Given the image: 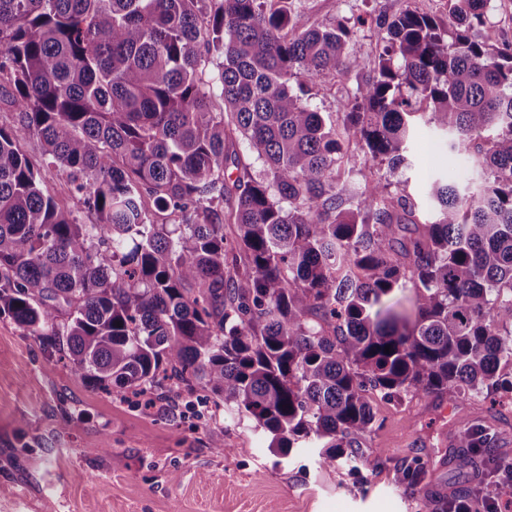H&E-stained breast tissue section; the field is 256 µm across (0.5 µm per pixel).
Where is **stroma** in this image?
I'll return each instance as SVG.
<instances>
[{"mask_svg": "<svg viewBox=\"0 0 512 512\" xmlns=\"http://www.w3.org/2000/svg\"><path fill=\"white\" fill-rule=\"evenodd\" d=\"M409 7L446 14V0H302L310 20L357 25L355 61L345 76L326 80L313 109L343 111L376 74L378 22ZM360 16L365 24H357ZM446 141L433 125L419 124L407 166L388 177L391 193L410 192L428 216L426 187L438 176L457 179L471 194L485 185L465 156L432 165L424 146ZM372 407L376 430L358 470L325 469L317 449L303 444L279 455L252 422L194 395L167 392L148 410L112 399L0 318V512H428L422 495L394 480V464L417 455L428 490L449 495L466 478L501 512L500 473L463 465L457 443L480 423L495 433L499 454L512 459V398L414 395L395 403L376 395ZM217 438L224 449L214 448Z\"/></svg>", "mask_w": 512, "mask_h": 512, "instance_id": "obj_1", "label": "stroma"}]
</instances>
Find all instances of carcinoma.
<instances>
[{
  "label": "carcinoma",
  "mask_w": 512,
  "mask_h": 512,
  "mask_svg": "<svg viewBox=\"0 0 512 512\" xmlns=\"http://www.w3.org/2000/svg\"><path fill=\"white\" fill-rule=\"evenodd\" d=\"M488 2L377 23V75L338 124L308 101L348 71L353 27L309 22L300 0H0L19 109L0 116V317L99 390L199 385L325 468L362 461L375 394L512 393V44ZM422 120L483 170L478 196L436 179L423 222L379 176L346 192L353 157L397 169ZM408 288L412 322L394 301ZM458 447L512 473L482 427ZM425 477L419 457L395 466L412 494ZM470 492L427 499L455 512ZM43 186L50 193L56 194L61 198H65L68 206L74 211L80 223L90 224L95 221V215L87 212L82 201H79L78 198L71 197L66 184L56 175V172L52 171L43 173Z\"/></svg>",
  "instance_id": "carcinoma-1"
}]
</instances>
